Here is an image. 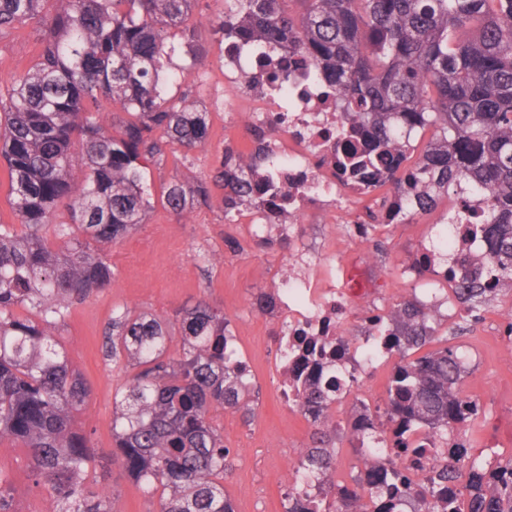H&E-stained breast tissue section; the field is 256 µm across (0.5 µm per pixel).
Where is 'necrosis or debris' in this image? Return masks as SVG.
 <instances>
[{"mask_svg": "<svg viewBox=\"0 0 512 512\" xmlns=\"http://www.w3.org/2000/svg\"><path fill=\"white\" fill-rule=\"evenodd\" d=\"M224 100L250 106L261 125L278 128L283 139L254 144L259 161L253 170L255 182L275 185L277 215L304 217L315 212L349 210L364 200V186L341 179L336 166V132L342 114L326 82L316 74L310 59L287 44L225 43ZM483 208L475 196H468L450 238L465 258L483 257L484 251L470 231L481 223ZM317 254H308L300 274L282 280L276 310L285 321V333L277 340L276 380L281 398L295 388V361L307 342H336V328L348 317L349 299L338 288L323 287L308 267L318 266ZM447 460L454 470L451 485L463 495L473 473L467 457L447 456L446 445L430 442L422 458H407L416 484L431 488L438 478L437 461Z\"/></svg>", "mask_w": 512, "mask_h": 512, "instance_id": "4bbe7bcc", "label": "necrosis or debris"}]
</instances>
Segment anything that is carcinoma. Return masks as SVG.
<instances>
[{
    "mask_svg": "<svg viewBox=\"0 0 512 512\" xmlns=\"http://www.w3.org/2000/svg\"><path fill=\"white\" fill-rule=\"evenodd\" d=\"M301 5L293 16L288 3ZM0 0V38L44 23L48 39L27 71L0 96V158L6 162L17 224L0 222V450L27 448L30 479L46 489L53 512H117L115 500L91 490L100 467L94 431L73 428L90 397L53 330L69 309L114 281L105 249L143 223L153 209L144 162L166 150H204L212 112L169 85L205 59L202 33L224 39L288 41L310 56L342 108L338 167L368 180L382 203L393 193H420L396 222L434 210L449 190L466 186L485 206L473 231L484 260L449 256L452 305L480 319L497 292L485 265L512 279V0H224V16H195L197 0ZM191 59L185 71L173 58ZM127 119L113 134L114 118ZM432 130L418 153L410 139ZM251 158L227 146L211 175L195 183L173 175L164 207L184 220L201 206L231 223L256 205ZM67 220H58V211ZM24 231L17 232L16 225ZM398 357L386 390L381 443L408 448L422 428L450 448L448 430L478 415L462 394L466 368L448 346L413 359L438 336L426 304L415 297L369 318ZM180 336V348L168 344ZM224 312L199 301L176 322L147 311L112 318L104 341L112 364L132 367L112 396L113 447L122 468L157 512H235L224 495L231 450L218 411L252 414L251 377L228 350ZM289 407L311 419L314 446L299 450L288 477L287 512H443L436 495L413 503V479L398 461L367 470L336 491V420L347 392L336 362L321 348ZM363 416L347 426L364 448ZM472 470L469 512H512V460L485 476ZM0 473V512L13 507Z\"/></svg>",
    "mask_w": 512,
    "mask_h": 512,
    "instance_id": "obj_1",
    "label": "carcinoma"
}]
</instances>
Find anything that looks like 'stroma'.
I'll use <instances>...</instances> for the list:
<instances>
[{
	"instance_id": "stroma-1",
	"label": "stroma",
	"mask_w": 512,
	"mask_h": 512,
	"mask_svg": "<svg viewBox=\"0 0 512 512\" xmlns=\"http://www.w3.org/2000/svg\"><path fill=\"white\" fill-rule=\"evenodd\" d=\"M204 46L205 64L188 88L211 110L215 141L235 150L248 148L252 133L241 119L242 108L225 105L221 97L218 41L205 39ZM42 47L43 28L35 22L21 36L0 40V94L7 92L14 76L25 71ZM215 164L210 150L189 152L179 166L169 158L148 163L153 211L136 230L108 249L107 258L116 273L114 283L71 309L58 329V338L91 389L88 406L76 413L74 421L93 429L92 451L102 456L113 450L112 395L124 377L104 349L113 316L129 309L171 320L180 308L200 300L223 310L244 351L256 359L252 387L257 393L251 421L232 412L217 419L224 444L233 452L224 491L236 512H271L274 498L288 492L285 474L289 461L299 449L310 446L314 431L310 422L277 398L272 384L273 355L265 336L279 319L252 306L258 290L276 289L287 266V252L258 245L248 235L244 221L225 223L218 209L198 208L191 223L185 224L160 201L162 186L172 175L204 178ZM456 207V194H449L435 211L408 224L382 225L367 240L352 236L346 216L309 215L293 225L294 241L300 246L319 254L335 252L344 266L364 263L377 270L379 285L370 288L363 299L351 300L343 336L360 340L372 314L414 296L426 298L440 287V280L431 274L412 281L402 276L401 270L420 244L435 245ZM440 324L454 327L449 343L457 347L467 369L463 391L478 399L482 407V417L471 430V452L485 468H494L512 459V339L505 337L512 327V291L500 292L479 320L456 316L441 319ZM0 472L14 486L19 512H51L48 494L30 487L25 449L0 454ZM105 491L114 495L117 512H156L158 508L157 498L144 493L117 463Z\"/></svg>"
}]
</instances>
